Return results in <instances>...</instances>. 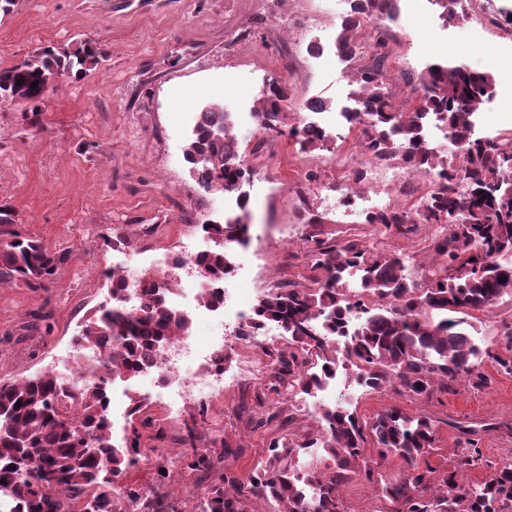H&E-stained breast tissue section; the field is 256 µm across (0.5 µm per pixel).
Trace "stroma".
Instances as JSON below:
<instances>
[{
	"instance_id": "stroma-1",
	"label": "stroma",
	"mask_w": 512,
	"mask_h": 512,
	"mask_svg": "<svg viewBox=\"0 0 512 512\" xmlns=\"http://www.w3.org/2000/svg\"><path fill=\"white\" fill-rule=\"evenodd\" d=\"M343 8V0H18L13 13L0 16V68L84 38L106 53L96 68L57 77L38 104L0 97V203L15 209L19 233L68 255L47 289L0 288V382L50 370L53 355L106 300L109 283L95 270L111 263L114 244L132 253L129 271L138 277L153 269L149 251L177 254L182 225L223 222V192L200 189L184 159L192 128L183 113L212 102L240 112L273 82L289 95L286 128L310 121L302 107L307 99L320 97L337 109L348 104L357 89L354 63L335 51ZM395 11L398 20L385 27L388 89L397 105L408 112L418 99L400 73L436 62L463 65L495 82L477 133L512 134V63L500 62L512 42V0H460L448 21L435 0H397ZM241 136L251 170L243 185L250 242L233 250L232 261L247 268L239 286L249 302L257 301L256 279L265 270L279 283L308 285L306 258L316 236L358 234L372 251L403 253L413 278L427 273L432 258L422 239L366 223L361 199L373 192L368 181L338 186L356 160L359 130H343L307 152L288 135L265 137L254 120ZM319 190L335 195V210L321 206ZM226 343L225 369L234 380L208 404L205 431L235 449L231 464L247 471L267 458L271 442L300 443L318 427L309 400L271 391L263 369L269 343L231 336ZM335 401L367 421L393 408L430 417L436 448L429 462L437 469L452 463L455 421L487 425L480 435L484 456L512 462V434L504 427L512 420V376L494 374L483 391L461 382L454 392L416 399L368 390L348 373L336 380ZM263 411L297 421L286 430L278 420L261 425ZM146 412L166 432L161 441L143 435L150 457L188 447L184 421L166 420L153 403Z\"/></svg>"
}]
</instances>
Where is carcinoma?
<instances>
[{
    "label": "carcinoma",
    "instance_id": "cac0c4a2",
    "mask_svg": "<svg viewBox=\"0 0 512 512\" xmlns=\"http://www.w3.org/2000/svg\"><path fill=\"white\" fill-rule=\"evenodd\" d=\"M393 2L353 0L336 51L348 59L362 58L354 72L362 111L350 124L360 126L372 159L400 158L425 171L435 169L446 180L424 209L382 211L367 222L407 239L433 224L444 226L426 239L439 268L429 278L414 280L400 255L371 252L351 235L314 240L308 251L312 285L288 283L260 296L249 329L239 332L256 336L273 325L288 336V349L273 354V376L296 394H312L336 376L340 365L354 371L366 388H390L416 398L450 393L458 381L482 390L492 382L483 370L488 363L512 375V323H503L497 337L482 343L470 332L477 315L506 298L512 301V194L507 192L512 187V137L473 139L475 112L488 98L493 77L442 63L416 76L406 72L403 83L421 95L413 111H401L386 88L391 57L386 30L375 28L367 57H361L364 46L358 40L368 21L391 14ZM102 60L104 53L93 39L74 49H44L0 68V96L34 102L57 76L81 73ZM286 100V90L274 85L256 113L262 129L281 132L280 104ZM430 114L462 147L461 163L441 169L424 148L423 120ZM230 133L222 105L197 113L184 157L207 189L232 191L249 176L243 159L226 143ZM288 134L303 151L321 149L328 141L311 126L292 127ZM14 224V209L0 204V237L9 236L0 247V286L20 282L33 291L44 289L67 256L22 237ZM206 229L218 245L199 264L215 283L231 272L228 245L245 239L248 223L238 217ZM143 288L141 314L106 304L76 336L80 343L102 348V370L114 379L136 376L157 344L190 334L189 316L167 305L169 289L154 281L143 282ZM353 307L361 318L350 325L346 312ZM62 396L50 372L0 383V488L22 500V512H180L178 500L167 491L171 468L165 459L156 460L153 491L117 483L143 453L144 430L164 439L163 429L144 413V400L133 402L131 430L116 445L112 421L104 413L106 384L85 388L71 410L62 406ZM317 421L319 434L301 443L271 442L265 463L248 471L245 480L227 464L235 454L228 445L187 449L183 468L209 482L199 512H256L257 500L272 505L273 512H347L340 488L355 480L378 489L386 512H512V464L498 466L479 448L478 435L498 429L496 424L480 429L455 424L463 448L451 468L439 471L428 464L420 467L436 442L434 425L424 416L391 409L368 423L335 406L321 409ZM88 436L97 446L88 445ZM369 437L379 456L404 461L403 478L384 479L378 461L365 454ZM480 468L487 471L485 477L469 481L468 474Z\"/></svg>",
    "mask_w": 512,
    "mask_h": 512
}]
</instances>
